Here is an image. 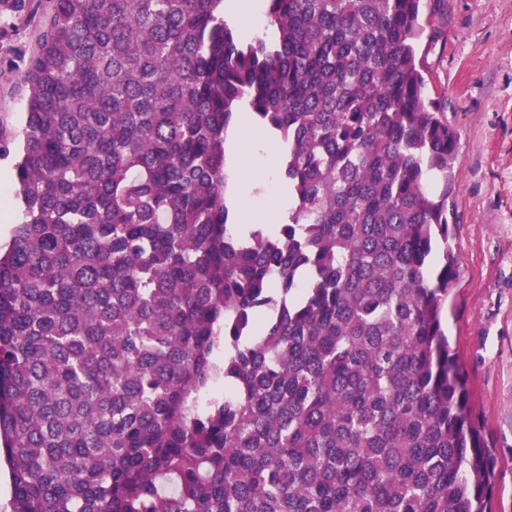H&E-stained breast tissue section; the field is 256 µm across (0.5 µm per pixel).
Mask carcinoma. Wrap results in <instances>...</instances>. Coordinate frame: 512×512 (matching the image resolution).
I'll list each match as a JSON object with an SVG mask.
<instances>
[{"label": "carcinoma", "instance_id": "carcinoma-1", "mask_svg": "<svg viewBox=\"0 0 512 512\" xmlns=\"http://www.w3.org/2000/svg\"><path fill=\"white\" fill-rule=\"evenodd\" d=\"M0 0L29 92L0 254L12 512H492L495 457L441 310L457 139L423 0ZM294 205L239 232L225 131ZM224 381V392L213 385ZM228 8L232 10L235 21L241 27L254 23L259 12L260 1L258 0H226ZM8 36L0 41V64L2 60L8 57L6 52L8 47L24 48L31 50L34 43L35 28L26 23H19L14 27L7 28ZM248 123L252 124L254 127L246 124H240L234 133V146L239 152H245L250 149L257 137L267 136L265 131L258 129L265 127L251 121Z\"/></svg>", "mask_w": 512, "mask_h": 512}]
</instances>
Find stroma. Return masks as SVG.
<instances>
[{"mask_svg":"<svg viewBox=\"0 0 512 512\" xmlns=\"http://www.w3.org/2000/svg\"><path fill=\"white\" fill-rule=\"evenodd\" d=\"M426 91L457 135L451 348L496 457L493 508L512 512V0H424Z\"/></svg>","mask_w":512,"mask_h":512,"instance_id":"35a3bbf8","label":"stroma"}]
</instances>
